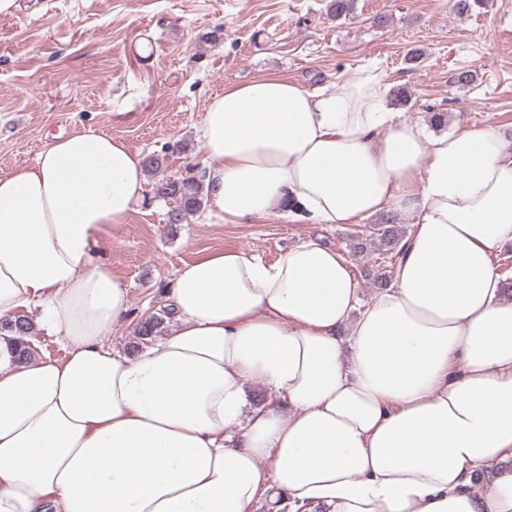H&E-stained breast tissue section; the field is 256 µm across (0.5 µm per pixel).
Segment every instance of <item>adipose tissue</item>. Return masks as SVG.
<instances>
[{
    "mask_svg": "<svg viewBox=\"0 0 512 512\" xmlns=\"http://www.w3.org/2000/svg\"><path fill=\"white\" fill-rule=\"evenodd\" d=\"M197 138L224 223L409 218L393 283L360 305L314 236L272 263L211 251L166 288L172 328L114 353L131 300L99 248L141 201L144 159L109 134L55 136L0 176V318L37 309L67 350L20 362L0 340V512H512L495 265L512 135L429 136L368 67L317 93L274 72L226 85Z\"/></svg>",
    "mask_w": 512,
    "mask_h": 512,
    "instance_id": "obj_1",
    "label": "adipose tissue"
}]
</instances>
